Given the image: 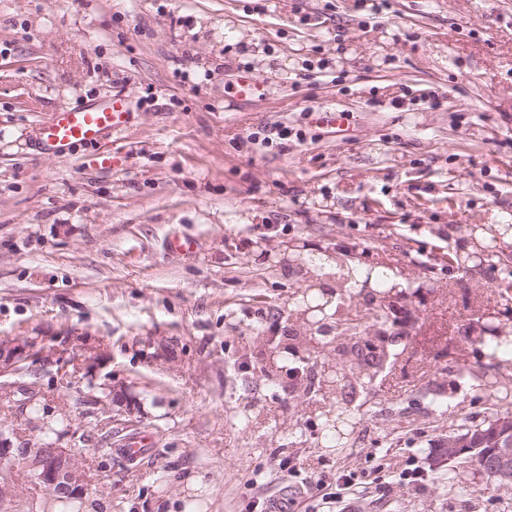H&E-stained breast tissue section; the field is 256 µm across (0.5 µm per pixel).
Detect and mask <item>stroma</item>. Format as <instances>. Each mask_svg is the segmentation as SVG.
<instances>
[{"mask_svg": "<svg viewBox=\"0 0 512 512\" xmlns=\"http://www.w3.org/2000/svg\"><path fill=\"white\" fill-rule=\"evenodd\" d=\"M261 91L240 95L239 70ZM187 71L179 80L178 71ZM128 129L56 158L37 129L113 94ZM284 142H267L275 128ZM112 169L95 167L99 148ZM459 224H512V0H0V339L66 340L75 378H0V431L30 438L39 389L53 442L83 456V512H326L320 478L355 473L356 512H512L469 466L430 470L450 418L421 394L457 327L505 304L480 278L418 265ZM194 251H170L169 238ZM365 251L420 286L407 352L369 393L309 395L260 370L307 288L294 247ZM128 390L134 413L95 404ZM367 401L354 444H318L324 407ZM153 435L130 464L110 434ZM295 465V473L279 467ZM425 472L414 486L404 469Z\"/></svg>", "mask_w": 512, "mask_h": 512, "instance_id": "stroma-1", "label": "stroma"}]
</instances>
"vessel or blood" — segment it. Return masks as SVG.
<instances>
[{"label": "vessel or blood", "instance_id": "vessel-or-blood-1", "mask_svg": "<svg viewBox=\"0 0 512 512\" xmlns=\"http://www.w3.org/2000/svg\"><path fill=\"white\" fill-rule=\"evenodd\" d=\"M126 101L119 96L95 104L66 108L53 113L39 129L37 137L48 154L65 157L73 148L92 144L103 137L122 133L128 124Z\"/></svg>", "mask_w": 512, "mask_h": 512}]
</instances>
